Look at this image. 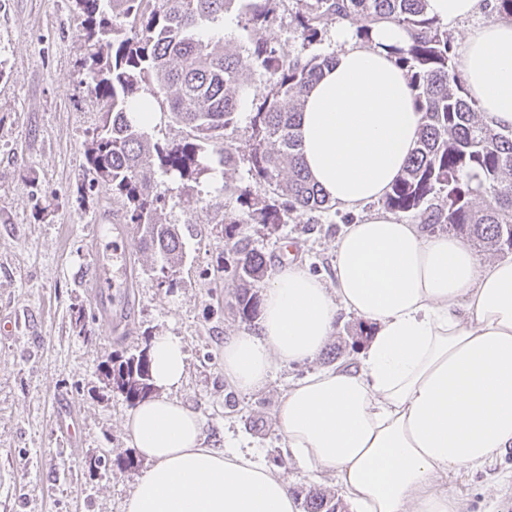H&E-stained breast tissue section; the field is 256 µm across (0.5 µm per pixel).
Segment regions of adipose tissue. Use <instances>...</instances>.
<instances>
[{
	"instance_id": "ef3b65f1",
	"label": "adipose tissue",
	"mask_w": 512,
	"mask_h": 512,
	"mask_svg": "<svg viewBox=\"0 0 512 512\" xmlns=\"http://www.w3.org/2000/svg\"><path fill=\"white\" fill-rule=\"evenodd\" d=\"M397 24L368 42L336 30L334 62L301 116L312 179L354 216L338 234L332 275L280 264L262 290L257 327L224 338V378L261 391L275 367L315 360L341 314L374 336L347 363L289 384L276 427L300 469L331 475L355 512H466L449 473L512 447V260L481 262L462 238L373 210L401 173L422 114L390 50ZM460 70L485 122L512 131V21L468 31ZM156 392L125 422L147 463L125 512H300L288 480L254 448L206 442L201 416L177 398L178 337L149 348Z\"/></svg>"
}]
</instances>
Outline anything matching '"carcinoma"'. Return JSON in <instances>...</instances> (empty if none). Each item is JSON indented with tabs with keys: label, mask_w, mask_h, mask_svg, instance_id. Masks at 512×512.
Listing matches in <instances>:
<instances>
[{
	"label": "carcinoma",
	"mask_w": 512,
	"mask_h": 512,
	"mask_svg": "<svg viewBox=\"0 0 512 512\" xmlns=\"http://www.w3.org/2000/svg\"><path fill=\"white\" fill-rule=\"evenodd\" d=\"M89 44L87 84L104 102L100 130L85 150L91 181L112 191L139 249L156 256L158 283L174 286L185 246L173 224L162 221L166 190L158 176H175L192 206L191 183L211 171L208 153L224 156V169L247 164L248 185L224 181L241 217L224 225V272L236 283L231 308L245 323L260 314L265 256L251 248L248 224L285 222L292 216L317 224L335 205L311 180L303 161L299 125L305 98L334 61L312 47L332 24L358 16L356 37L370 40L384 21L409 36L396 49L423 113L418 140L401 175L383 199L392 213L431 230L453 231L493 252L512 250V132L478 119L458 65V53L427 11L428 0H310L294 15L298 47L273 44L279 0H250L253 33L248 63L206 32L224 22L235 0H74ZM494 20H512V0H488ZM266 76L250 118L252 145L241 159L227 139L236 128L246 71ZM150 95L186 136L160 144L130 117V102ZM104 377L131 406L154 392L147 349L112 357ZM303 512H344L342 502L311 489Z\"/></svg>",
	"instance_id": "1"
}]
</instances>
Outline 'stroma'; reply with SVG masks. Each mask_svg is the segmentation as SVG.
I'll list each match as a JSON object with an SVG mask.
<instances>
[{"label":"stroma","mask_w":512,"mask_h":512,"mask_svg":"<svg viewBox=\"0 0 512 512\" xmlns=\"http://www.w3.org/2000/svg\"><path fill=\"white\" fill-rule=\"evenodd\" d=\"M88 44L73 0H0V512H123L144 468L125 428L130 410L101 373L113 355L137 352L153 336H178L186 353L178 396L199 412L207 442L246 437L272 459L282 452L279 399L305 367L275 369L268 387L236 393L224 380L227 333L245 325L230 309L235 284L218 270L223 218L238 215L220 195L221 155L186 205L167 195L164 218L185 244L173 288L159 286L153 258L130 244L126 285L100 288L95 264L114 239L130 238L120 206L86 175V143L101 104L84 82ZM101 225L92 236L91 225ZM343 223L297 219L245 228L269 263L283 242L311 271L329 273ZM86 314L84 328L71 320ZM134 458L115 468L116 459ZM109 461L101 468L97 459ZM448 487L469 512H512V447L480 471L461 468Z\"/></svg>","instance_id":"35a3bbf8"}]
</instances>
